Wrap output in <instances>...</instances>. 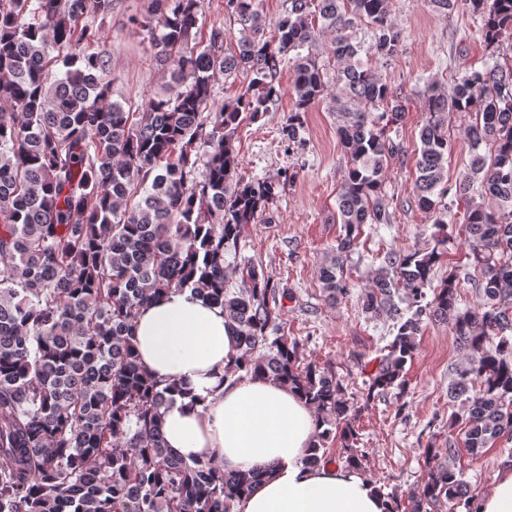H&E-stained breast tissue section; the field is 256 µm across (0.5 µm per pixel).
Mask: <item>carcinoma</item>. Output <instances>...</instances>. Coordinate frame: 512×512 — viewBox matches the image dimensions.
Listing matches in <instances>:
<instances>
[{
	"mask_svg": "<svg viewBox=\"0 0 512 512\" xmlns=\"http://www.w3.org/2000/svg\"><path fill=\"white\" fill-rule=\"evenodd\" d=\"M119 0H0V512H234L267 474L259 467L226 473L215 459L188 463L167 447L161 409L181 392L153 380L135 355L133 322L172 289H190L224 310L237 353L224 376L261 375L297 389L319 425L302 462H330L332 429L343 441L338 459L363 468L355 448L352 404L340 380L300 364V344L277 330L284 308L263 271L247 264L228 284L224 256L276 196L278 183L234 179L235 133L248 117L269 111L283 66L293 71L295 106L282 128L301 142L302 113L327 94L316 58L302 54L316 21L332 35L342 67L333 100L355 102L337 127L349 167L338 196L344 235L320 271L326 300L350 292L343 275L360 227L389 224L381 176L401 146L386 127L405 108L378 71L363 67L351 29L372 30L366 54L396 56L402 35L390 0H286L275 33L264 36L257 0H225L241 26L237 50L224 49V28L202 38L203 0H146L130 22L146 31L160 61H172L164 92L142 109L111 100L112 50L97 19ZM489 45L512 30V0H469ZM250 75L238 97L216 108L212 81ZM413 190L438 228L423 250L388 253L362 296V307L394 321L393 340L367 362L366 399L397 386L417 350L421 317L452 322L469 365L450 396L465 408L457 423L473 457L512 439V56L457 78L453 95L426 88ZM469 112L472 154L465 174L448 184L453 141L448 118ZM488 146V152L480 151ZM455 192L464 205L468 265L482 302L461 311V280L451 268L427 299L445 256ZM482 201H476V198ZM407 290V307L395 297ZM448 456L406 500L387 496L389 512H427L445 500L474 512L476 496Z\"/></svg>",
	"mask_w": 512,
	"mask_h": 512,
	"instance_id": "1",
	"label": "carcinoma"
}]
</instances>
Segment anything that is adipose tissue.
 I'll list each match as a JSON object with an SVG mask.
<instances>
[{
    "instance_id": "obj_1",
    "label": "adipose tissue",
    "mask_w": 512,
    "mask_h": 512,
    "mask_svg": "<svg viewBox=\"0 0 512 512\" xmlns=\"http://www.w3.org/2000/svg\"><path fill=\"white\" fill-rule=\"evenodd\" d=\"M133 330L144 368L192 393L162 411L168 447L189 462L218 460L228 472L271 468L236 512H386L375 485L343 464H303L317 426L309 404L261 377L225 379L236 347L220 307L174 290L147 305Z\"/></svg>"
}]
</instances>
